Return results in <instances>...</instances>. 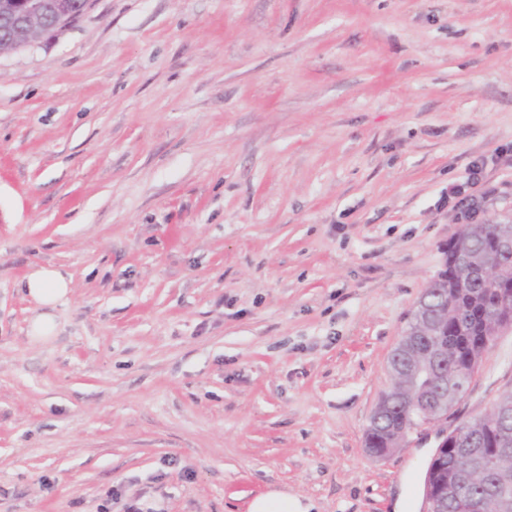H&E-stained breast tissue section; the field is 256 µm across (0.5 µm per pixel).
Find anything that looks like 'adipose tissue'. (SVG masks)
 Here are the masks:
<instances>
[{"label":"adipose tissue","mask_w":512,"mask_h":512,"mask_svg":"<svg viewBox=\"0 0 512 512\" xmlns=\"http://www.w3.org/2000/svg\"><path fill=\"white\" fill-rule=\"evenodd\" d=\"M25 289L39 309L30 326V337L36 342L50 341L56 331L54 310L70 294L71 280L59 269L41 266L26 276Z\"/></svg>","instance_id":"adipose-tissue-1"}]
</instances>
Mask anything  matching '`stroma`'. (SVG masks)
<instances>
[{
  "instance_id": "35a3bbf8",
  "label": "stroma",
  "mask_w": 512,
  "mask_h": 512,
  "mask_svg": "<svg viewBox=\"0 0 512 512\" xmlns=\"http://www.w3.org/2000/svg\"><path fill=\"white\" fill-rule=\"evenodd\" d=\"M458 185L512 221V0H90L0 54V512H421L437 433L512 392L508 330L365 448ZM71 279L59 269L41 266L32 269L25 278L27 295L41 310L34 317L29 336L34 342H48L55 335L54 310L71 293ZM300 498L288 492L273 490L261 492L249 501L246 512H310Z\"/></svg>"
}]
</instances>
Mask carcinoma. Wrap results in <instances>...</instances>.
<instances>
[{
    "mask_svg": "<svg viewBox=\"0 0 512 512\" xmlns=\"http://www.w3.org/2000/svg\"><path fill=\"white\" fill-rule=\"evenodd\" d=\"M504 238H512L511 223L463 225L446 245L436 280L425 290L428 318L434 327L425 325L423 315L413 312L407 332L415 349L397 351L389 360V365L401 367L405 361L425 355L441 357L448 373V415L493 345L496 333L490 327L489 313H497L502 324L512 323V256H502L503 273L497 283L486 285L457 270L456 251L459 244H469L473 265L477 266L497 252ZM391 380L387 413L380 423L370 422L365 433V447L384 454L403 446L410 432L431 419L421 403L430 392V383L400 373ZM460 428L476 440L471 449L475 466L483 467L505 452L509 459L486 469L482 482L463 486L454 464L457 443L451 431L428 462L427 495L433 500L438 489L456 486L461 497L448 504V512H479L474 505L483 500L487 501L484 512H512V393L500 397L486 413L460 424Z\"/></svg>",
    "mask_w": 512,
    "mask_h": 512,
    "instance_id": "1",
    "label": "carcinoma"
}]
</instances>
